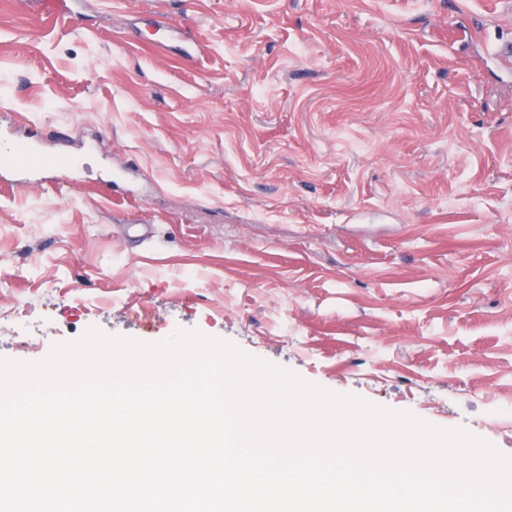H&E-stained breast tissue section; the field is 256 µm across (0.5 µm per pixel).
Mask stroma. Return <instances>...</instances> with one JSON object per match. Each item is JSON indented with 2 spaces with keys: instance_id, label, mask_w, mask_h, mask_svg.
<instances>
[{
  "instance_id": "obj_1",
  "label": "stroma",
  "mask_w": 512,
  "mask_h": 512,
  "mask_svg": "<svg viewBox=\"0 0 512 512\" xmlns=\"http://www.w3.org/2000/svg\"><path fill=\"white\" fill-rule=\"evenodd\" d=\"M58 2L0 0V151L80 160L0 183V359L196 331L512 457V0Z\"/></svg>"
}]
</instances>
